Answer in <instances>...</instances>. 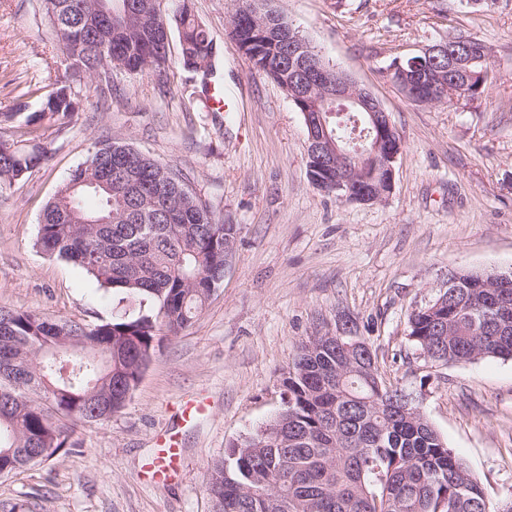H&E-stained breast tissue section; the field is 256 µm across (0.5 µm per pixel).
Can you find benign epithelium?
<instances>
[{
    "label": "benign epithelium",
    "instance_id": "obj_1",
    "mask_svg": "<svg viewBox=\"0 0 512 512\" xmlns=\"http://www.w3.org/2000/svg\"><path fill=\"white\" fill-rule=\"evenodd\" d=\"M491 51L489 46L474 38L456 39L450 43L439 42L427 45L409 62L410 69L402 71L395 84L408 96L412 90H418V101L422 104H433L445 100L447 96H455V90L448 87V73L463 78L470 83L476 77L488 81L487 61ZM481 64L475 72L470 69L472 64ZM322 70L311 54L301 56L290 55L288 68V93L290 100L302 99L314 92L323 93L324 100L315 105L313 111L304 112L305 124L308 128L307 155L316 163V171L326 178V182L338 187L350 181L349 174L337 168L343 158L357 153L360 159L367 161L377 155L387 153L384 175L366 179L360 191L339 196L342 201L373 203L383 200L392 190L394 184L395 164L402 148H391L386 145L384 129L374 126L376 136L372 143L363 148L357 146L350 151L345 141L335 137L329 131L330 117L328 102L333 100L340 108L347 111L354 109L377 121V114L384 111L377 98L367 87L342 73L331 80L321 79ZM350 321L339 319L336 326H328V330L336 332V341L353 345H361L364 340L346 332Z\"/></svg>",
    "mask_w": 512,
    "mask_h": 512
}]
</instances>
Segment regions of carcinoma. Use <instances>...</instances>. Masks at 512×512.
<instances>
[{"mask_svg": "<svg viewBox=\"0 0 512 512\" xmlns=\"http://www.w3.org/2000/svg\"><path fill=\"white\" fill-rule=\"evenodd\" d=\"M98 2L54 0L53 36L89 30ZM105 2L121 36L68 64L71 80L105 84L97 101L112 96L110 72L167 63L168 43L154 34L162 22L178 29L183 67L205 80L212 75L215 47L188 0L171 20L158 16L152 0ZM249 10L250 0H237L230 36L253 70L286 90L292 43L311 45L277 9L257 17L265 28L258 36ZM74 102L70 80H58L41 111L27 117L25 141L0 136V186L44 163L47 151L34 144L39 124L70 116ZM330 127L348 141L371 135L358 112L331 118ZM121 146L95 141L44 206L37 245L140 309L85 323L0 308L1 478L68 453L78 425L121 411L164 340L191 326L224 281V243L236 241L237 225L203 205L172 169L141 154L140 197L116 177L110 192L85 184L112 174ZM459 274L448 300L411 313L410 340L447 363L512 359V288L504 296L476 287L489 270ZM283 386V408L210 466L211 512H489L480 484L437 429L421 414L385 407L398 389L386 383L375 351L339 357L336 341L309 336Z\"/></svg>", "mask_w": 512, "mask_h": 512, "instance_id": "1", "label": "carcinoma"}]
</instances>
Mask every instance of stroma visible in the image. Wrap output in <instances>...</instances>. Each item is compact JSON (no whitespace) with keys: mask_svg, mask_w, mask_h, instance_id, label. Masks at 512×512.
<instances>
[{"mask_svg":"<svg viewBox=\"0 0 512 512\" xmlns=\"http://www.w3.org/2000/svg\"><path fill=\"white\" fill-rule=\"evenodd\" d=\"M216 47L214 79L229 113L206 111L200 76L181 64L178 32L165 70L117 72L112 105L41 123L47 161L0 188V306L46 317L110 320L138 309L80 267L36 245L41 211L108 137L179 171L237 227L224 282L189 328L166 342L126 406L77 429L68 455L0 482V501L47 512H210L211 463L283 406L297 345L349 316L388 382L412 392L463 459L491 512L512 505V360L432 366L408 336L410 314L448 287L452 269L512 271V0L479 11L462 0H276L326 61L369 88L402 140L384 202H340L314 186L307 132L283 90L252 70L228 34L234 0H189ZM464 36L491 49L494 79L479 97L415 104L391 81L396 58ZM68 62L42 0H0V135L37 112ZM180 457L152 475L166 440Z\"/></svg>","mask_w":512,"mask_h":512,"instance_id":"obj_1","label":"stroma"}]
</instances>
